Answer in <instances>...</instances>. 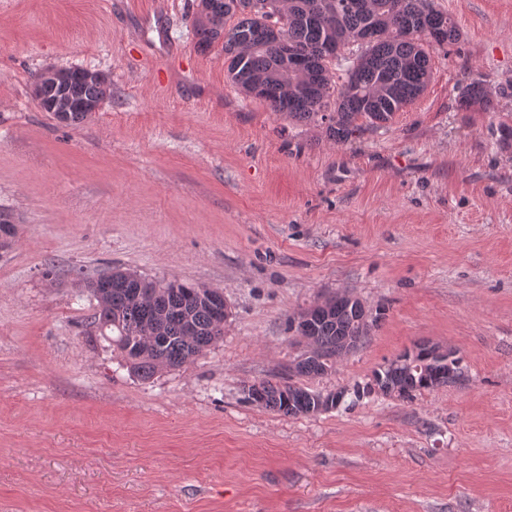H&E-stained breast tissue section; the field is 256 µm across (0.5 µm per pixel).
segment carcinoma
<instances>
[{
  "mask_svg": "<svg viewBox=\"0 0 512 512\" xmlns=\"http://www.w3.org/2000/svg\"><path fill=\"white\" fill-rule=\"evenodd\" d=\"M237 0H207V10L194 18L198 45L206 50L222 43L227 75L245 93L286 113L298 122H320L338 144L364 130L389 124L396 113L413 104L427 89L432 68L428 49L455 44L460 31L433 0H251L237 9ZM236 23L227 25L231 18ZM278 30L303 59L299 65L269 43ZM40 108L68 125L78 124L112 97V83L101 73L70 68L61 76H35ZM464 107L490 109V94L481 82L461 92ZM365 123H358L359 119ZM13 215L0 209V247L13 235ZM152 296L137 293L139 284L125 272L84 281L97 301L91 324L123 355L130 370L147 379L165 369L193 362L224 335L208 288L190 282L151 280ZM330 313L313 310L306 343L294 367L276 382L262 380L247 388L253 404L286 416L321 413L320 405L347 391L323 393L293 381L314 378L336 363L345 343L368 336L377 318L350 294L330 297ZM462 376L460 358L439 352V346H418L374 371L371 381L353 389L359 398L381 392L401 399L448 385Z\"/></svg>",
  "mask_w": 512,
  "mask_h": 512,
  "instance_id": "1",
  "label": "carcinoma"
}]
</instances>
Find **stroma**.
I'll return each instance as SVG.
<instances>
[{
  "label": "stroma",
  "mask_w": 512,
  "mask_h": 512,
  "mask_svg": "<svg viewBox=\"0 0 512 512\" xmlns=\"http://www.w3.org/2000/svg\"><path fill=\"white\" fill-rule=\"evenodd\" d=\"M460 40L424 94L345 144L271 112L203 50L196 0H0V512H512V0H434ZM100 72L65 127L34 77ZM474 80L492 111L461 107ZM113 269L223 290L222 338L148 379L87 324ZM378 320L288 417L246 388L337 293ZM427 341L463 376L355 398Z\"/></svg>",
  "instance_id": "35a3bbf8"
}]
</instances>
